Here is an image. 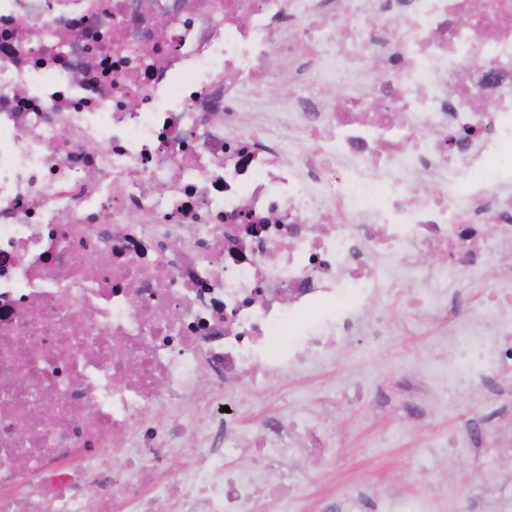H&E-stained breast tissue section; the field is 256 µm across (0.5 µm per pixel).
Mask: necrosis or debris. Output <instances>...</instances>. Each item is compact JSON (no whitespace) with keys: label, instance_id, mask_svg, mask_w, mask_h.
<instances>
[{"label":"necrosis or debris","instance_id":"necrosis-or-debris-1","mask_svg":"<svg viewBox=\"0 0 512 512\" xmlns=\"http://www.w3.org/2000/svg\"><path fill=\"white\" fill-rule=\"evenodd\" d=\"M511 247L512 0H0V512H283L270 459L335 436L199 378L263 391ZM441 371L512 418V282Z\"/></svg>","mask_w":512,"mask_h":512}]
</instances>
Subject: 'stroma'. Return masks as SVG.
I'll return each instance as SVG.
<instances>
[{
    "label": "stroma",
    "mask_w": 512,
    "mask_h": 512,
    "mask_svg": "<svg viewBox=\"0 0 512 512\" xmlns=\"http://www.w3.org/2000/svg\"><path fill=\"white\" fill-rule=\"evenodd\" d=\"M511 272L512 253L489 266L482 280L460 273L454 284L471 308L487 288ZM391 312L396 321L385 340L362 337L339 352L334 363L273 381L253 400L267 416L297 411L301 395L309 389L318 399L334 403L326 427L341 441L335 460L337 500L373 488L423 501L427 512H488L485 490L512 474V459L480 469L469 456H454L432 445L438 434L463 436L474 417L469 393L433 389L422 415L405 414L410 403L403 385L405 371L443 357L451 319L441 313L417 327L401 320L399 306H392ZM358 385L371 397L349 404L347 395Z\"/></svg>",
    "instance_id": "obj_1"
}]
</instances>
